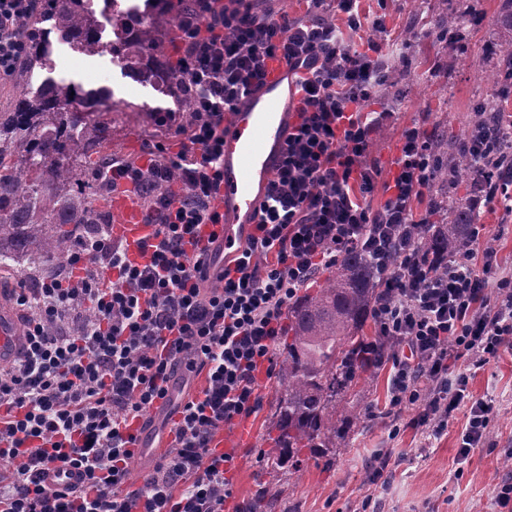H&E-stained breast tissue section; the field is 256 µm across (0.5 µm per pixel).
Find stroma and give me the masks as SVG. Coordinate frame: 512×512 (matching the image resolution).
<instances>
[{
    "label": "stroma",
    "instance_id": "obj_1",
    "mask_svg": "<svg viewBox=\"0 0 512 512\" xmlns=\"http://www.w3.org/2000/svg\"><path fill=\"white\" fill-rule=\"evenodd\" d=\"M475 16L462 29L464 52L439 44L427 47L430 57L439 62L437 70H428L410 60L407 96L391 107L388 124L373 140L367 160L379 172L380 181L391 176V163L399 152L404 132L412 127L431 135L437 121H447L453 133L466 130V118L478 94L497 90L507 98L512 113V92L505 84L490 85L485 60L487 45L494 43L493 21L501 0H468ZM436 0H362L361 8L370 18L381 20L382 29L364 27L344 30L347 46L363 49L369 41L395 43L409 30L429 21ZM62 76L82 83L85 88L123 89L127 100L125 113L111 112L110 143L98 148L91 160L96 166L112 161L140 165L149 144L171 143L178 138L176 127L159 125L152 113H140L143 85L122 76L118 67L104 62L100 70L81 71L67 65ZM480 234L492 242L505 267L512 268V216L500 204L481 208ZM261 406L248 420L252 433L249 442L237 448L232 471L235 495L226 502L227 512H241L254 499L261 485L270 483L281 493L273 498L271 512H357L364 497H372L380 512H499L496 491L512 458V348L501 351L484 368L476 370L470 381L474 397L491 398L498 413L486 442L473 449L466 462L458 460V446L466 424L465 412H458L448 423V432L436 440H427L421 429L405 427L390 437V420L384 413L388 400L389 370L381 367L367 374L359 393L350 402L357 425L344 447L332 449L328 459L307 461L300 475H265L263 454L270 447L268 433L277 405V379L258 381ZM392 455L394 477L389 485L371 483L368 466L378 451ZM463 478H456V469Z\"/></svg>",
    "mask_w": 512,
    "mask_h": 512
}]
</instances>
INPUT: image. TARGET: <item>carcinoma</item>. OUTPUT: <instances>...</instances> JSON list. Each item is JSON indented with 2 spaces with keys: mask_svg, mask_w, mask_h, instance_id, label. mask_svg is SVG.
Here are the masks:
<instances>
[{
  "mask_svg": "<svg viewBox=\"0 0 512 512\" xmlns=\"http://www.w3.org/2000/svg\"><path fill=\"white\" fill-rule=\"evenodd\" d=\"M444 11L434 27L436 42L453 44L452 37L467 19L453 0H442ZM496 17L497 31L512 45V0ZM172 0H144L138 13L112 18L114 39L107 48L127 74L151 84L158 72L148 56L155 33L170 23ZM96 13L87 0H43L38 12L24 18L20 30L25 52L9 78L20 92L0 112V268L25 263L61 265L72 241L71 224H101L89 197L76 186L89 167L83 161L111 136L96 114L108 108L111 92L86 89L48 75L53 52L50 34L78 50L99 49ZM382 97L396 101L402 88L395 67L386 72ZM502 112L498 95L478 97L470 128L493 122ZM434 176L428 186L430 214L437 222L422 224L419 243L438 259L450 255L471 234L476 210L459 195L484 196L500 188L512 150L477 163L470 159L466 138L441 132L428 140ZM380 283L371 260L361 250L344 252L329 275L288 307V339L284 340L278 377L281 386L276 422L266 453L265 473L300 471L304 460L340 445L343 428L354 419L348 400L364 374L376 368L365 354L371 339L362 335L379 294Z\"/></svg>",
  "mask_w": 512,
  "mask_h": 512,
  "instance_id": "carcinoma-1",
  "label": "carcinoma"
}]
</instances>
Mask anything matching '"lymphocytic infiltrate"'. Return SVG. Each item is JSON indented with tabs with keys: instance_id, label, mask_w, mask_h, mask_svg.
Wrapping results in <instances>:
<instances>
[{
	"instance_id": "lymphocytic-infiltrate-1",
	"label": "lymphocytic infiltrate",
	"mask_w": 512,
	"mask_h": 512,
	"mask_svg": "<svg viewBox=\"0 0 512 512\" xmlns=\"http://www.w3.org/2000/svg\"><path fill=\"white\" fill-rule=\"evenodd\" d=\"M37 2L0 0L1 77L23 51L19 22ZM192 2L177 22L174 75L195 118L180 127L178 149L158 144L148 167L109 170L152 193L148 261L130 260L111 225L99 224L75 232L62 271L16 294L25 343L0 377V512H224L235 451L213 443L258 412V374L277 366L282 316L299 288L351 248L367 253L381 283L372 318L386 351H368L390 368L392 433L408 423L437 439L466 410L464 461L497 415L449 361L480 368L512 347V272L475 233L445 265L423 264L411 202L432 177L427 142L408 129L392 181L379 183L367 153L389 117L370 106L385 55L380 43L358 51L341 39L342 28L367 21L359 0H310L301 21ZM329 11L344 26L329 22ZM277 55L302 70L296 122L256 235L214 277L195 231L221 218L224 119ZM378 192L384 201L370 209L365 200ZM179 373L205 384L176 406L169 448L133 483L134 424L169 401Z\"/></svg>"
}]
</instances>
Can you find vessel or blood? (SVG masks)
Listing matches in <instances>:
<instances>
[{
	"label": "vessel or blood",
	"instance_id": "obj_1",
	"mask_svg": "<svg viewBox=\"0 0 512 512\" xmlns=\"http://www.w3.org/2000/svg\"><path fill=\"white\" fill-rule=\"evenodd\" d=\"M295 69L287 60L270 59L262 79L254 84L235 112L224 121V182L219 207L222 220L202 225L199 237L211 242L217 255L211 271L223 269L225 261L238 254L246 237L254 231L255 215L268 179L281 161V152L294 120L290 110ZM109 206L112 233L123 240L130 254L153 234L146 224L140 199L133 188L114 192ZM22 343L19 313L0 302V360L14 357Z\"/></svg>",
	"mask_w": 512,
	"mask_h": 512
}]
</instances>
